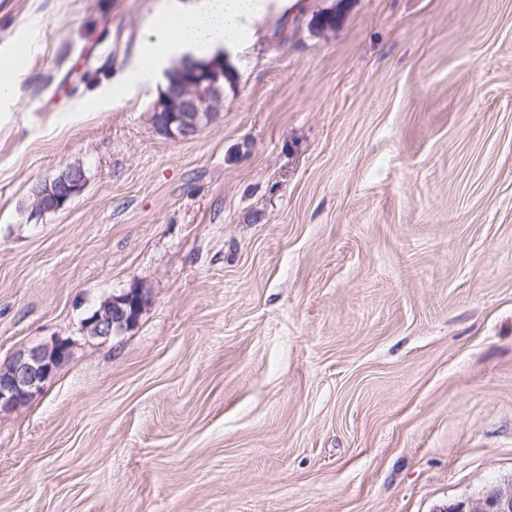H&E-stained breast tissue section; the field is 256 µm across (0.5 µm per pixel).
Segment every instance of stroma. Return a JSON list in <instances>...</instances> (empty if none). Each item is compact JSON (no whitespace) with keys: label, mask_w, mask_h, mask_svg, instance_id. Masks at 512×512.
Returning a JSON list of instances; mask_svg holds the SVG:
<instances>
[{"label":"stroma","mask_w":512,"mask_h":512,"mask_svg":"<svg viewBox=\"0 0 512 512\" xmlns=\"http://www.w3.org/2000/svg\"><path fill=\"white\" fill-rule=\"evenodd\" d=\"M159 0H0V512H444L512 479V0H294L158 132ZM82 165L30 217L31 188ZM138 285L119 335L87 313ZM187 71L177 66L173 78L179 76L182 88L176 95L158 100L153 112H165L164 121L156 127L166 134L189 137L208 122L215 104L224 97V61L200 63L186 78ZM86 183L83 166L68 169L62 179L47 189L36 186L32 190L34 201L31 205V219H39L46 213L60 209L72 197L79 194ZM71 356L72 344L59 338L50 345L17 353L0 370V413H10L25 406L57 365Z\"/></svg>","instance_id":"obj_1"}]
</instances>
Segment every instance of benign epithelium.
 I'll list each match as a JSON object with an SVG mask.
<instances>
[{
	"mask_svg": "<svg viewBox=\"0 0 512 512\" xmlns=\"http://www.w3.org/2000/svg\"><path fill=\"white\" fill-rule=\"evenodd\" d=\"M174 75L182 88L175 95L157 101L153 111L165 113L157 129L174 136L189 137L210 120L215 104L224 97V68L219 62H203L192 73L178 66ZM86 183L83 166L68 169L62 179L47 189L32 190L31 218L39 219L60 209L79 194ZM149 294L143 287L103 299L82 321L83 332L93 338L118 335L136 320ZM72 356V344L56 338L49 345L36 346L17 353L0 369V413H10L25 406L37 393L57 365ZM448 512H512V480L490 486L482 495Z\"/></svg>",
	"mask_w": 512,
	"mask_h": 512,
	"instance_id": "benign-epithelium-1",
	"label": "benign epithelium"
}]
</instances>
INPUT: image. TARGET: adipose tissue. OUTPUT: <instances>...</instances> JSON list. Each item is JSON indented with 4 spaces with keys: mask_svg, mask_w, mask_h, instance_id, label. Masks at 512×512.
<instances>
[{
    "mask_svg": "<svg viewBox=\"0 0 512 512\" xmlns=\"http://www.w3.org/2000/svg\"><path fill=\"white\" fill-rule=\"evenodd\" d=\"M285 0H163L138 61L142 72L170 58L193 60L221 55L226 46H244L271 9Z\"/></svg>",
    "mask_w": 512,
    "mask_h": 512,
    "instance_id": "1",
    "label": "adipose tissue"
}]
</instances>
